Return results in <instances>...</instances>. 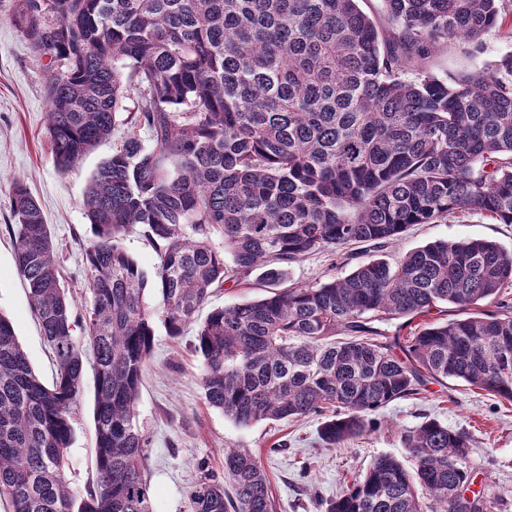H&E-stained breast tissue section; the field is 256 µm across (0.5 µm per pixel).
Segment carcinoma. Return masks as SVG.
I'll return each instance as SVG.
<instances>
[{
	"label": "carcinoma",
	"mask_w": 512,
	"mask_h": 512,
	"mask_svg": "<svg viewBox=\"0 0 512 512\" xmlns=\"http://www.w3.org/2000/svg\"><path fill=\"white\" fill-rule=\"evenodd\" d=\"M384 2L379 25L359 0H15L11 20L45 60L60 169L114 134L123 98L136 106L83 196L84 308L61 283L40 206L23 182L11 188L17 272L56 365L44 384L0 314V499L12 512H152L136 403L156 324L180 336L215 289L258 268L267 294L211 310L196 334L205 402L237 426L322 416L319 438L340 448L429 383L512 402V301L500 298L512 253L497 242L439 240L282 286L317 250L378 252L464 213L512 224V54L452 78L428 71L441 51H480L507 0ZM136 226L161 259L154 307L122 245ZM441 304L461 317L427 321ZM390 321L409 335L375 326ZM85 345L97 480L80 495L65 456ZM402 440L413 471L381 454L325 512H509L491 485L466 494V433L429 418ZM197 470L193 512H276L249 449H224L221 476L205 460Z\"/></svg>",
	"instance_id": "1"
}]
</instances>
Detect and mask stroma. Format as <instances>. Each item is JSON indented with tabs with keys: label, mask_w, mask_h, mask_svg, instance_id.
I'll return each instance as SVG.
<instances>
[{
	"label": "stroma",
	"mask_w": 512,
	"mask_h": 512,
	"mask_svg": "<svg viewBox=\"0 0 512 512\" xmlns=\"http://www.w3.org/2000/svg\"><path fill=\"white\" fill-rule=\"evenodd\" d=\"M11 9L12 0H0V313L10 318L30 364L47 380L52 372L51 351L15 265L9 231L11 185L14 180L23 181L38 201L56 245L63 282L74 300L84 303L89 297L85 251L93 234L81 202L92 173L111 156L114 143H101L71 169L63 171L56 166L48 136L43 61L11 23ZM510 52L509 14L484 36L476 59L466 62L451 52L434 59L429 68L437 75L458 72L463 65L477 70ZM477 238L496 241L512 251V224H498L475 213L445 224H418L390 243L382 255L393 262L436 240ZM348 272V267L338 264L336 254L317 251L289 267L287 281L294 285L322 283ZM195 337L191 326L176 338L157 328L143 375L137 414L149 440L146 477L152 512H191L189 491L197 478L196 462L204 458L214 470H222L224 451L231 447L250 449L260 459L277 512H315L309 488H317L327 498L335 496L345 480L380 454L411 464L401 435L426 415L468 433L473 441L469 469L475 484H491L512 501V402L458 381L431 383L417 395L376 413L379 426L367 436L330 450L318 437L320 418L259 422L241 428L207 406ZM94 391V372L89 369L84 373L82 400L73 415L66 465L72 489L81 494L96 483ZM279 440L283 449L271 452V445Z\"/></svg>",
	"instance_id": "1"
}]
</instances>
